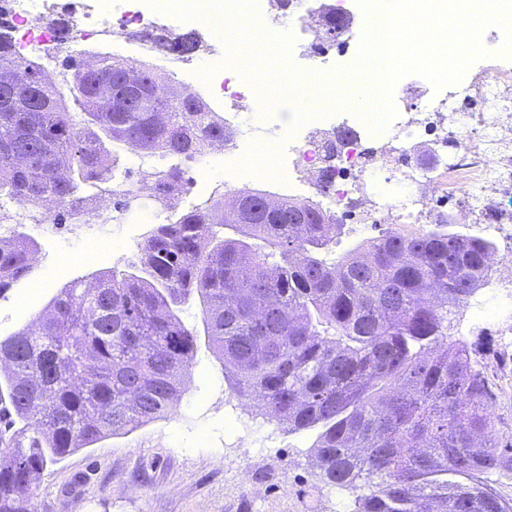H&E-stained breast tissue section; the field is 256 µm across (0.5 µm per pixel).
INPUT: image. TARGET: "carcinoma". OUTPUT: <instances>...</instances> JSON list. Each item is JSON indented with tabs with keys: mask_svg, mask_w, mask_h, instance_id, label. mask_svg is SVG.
<instances>
[{
	"mask_svg": "<svg viewBox=\"0 0 512 512\" xmlns=\"http://www.w3.org/2000/svg\"><path fill=\"white\" fill-rule=\"evenodd\" d=\"M154 44L197 48L192 33ZM8 58L32 80L0 87V197L75 201L115 179L126 145L193 158L228 137L197 93L142 77L149 64L73 61L75 111L0 31ZM141 182L170 195L186 179L171 166ZM341 234L312 203L240 191L228 208L159 225L134 271L76 281L36 330L0 338V512H34L47 461L172 412L197 345L181 317L194 295L224 380L288 430H319L313 465L356 493L352 512H512L487 481L512 457L495 438L488 380L467 342L448 340L451 316L487 284L493 243L439 224L389 229L334 258ZM35 250L23 235L0 239V296L32 272Z\"/></svg>",
	"mask_w": 512,
	"mask_h": 512,
	"instance_id": "carcinoma-1",
	"label": "carcinoma"
}]
</instances>
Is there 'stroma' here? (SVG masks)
<instances>
[{
	"label": "stroma",
	"mask_w": 512,
	"mask_h": 512,
	"mask_svg": "<svg viewBox=\"0 0 512 512\" xmlns=\"http://www.w3.org/2000/svg\"><path fill=\"white\" fill-rule=\"evenodd\" d=\"M148 45L138 28L130 29L126 42L117 46L91 41L77 47L64 38L57 42L53 66L65 75L71 57L95 60L106 55L146 62L174 84L210 100L204 81L190 82L174 55L149 50ZM272 101L271 94L253 93L246 116L254 129L228 156L179 160L190 180L179 210L200 204L218 183L233 191L265 189V181L257 177L268 168L260 154L264 127L270 123L281 135H289L288 116L301 104L299 97L289 95L280 111L264 114ZM0 213L7 216L0 223V238L22 234L34 239L38 258L31 274L0 297L1 337L36 325L50 300L70 282L89 283L101 274L127 269L154 230L136 214L105 232L70 216L63 223L41 226L34 210L5 198ZM489 224L501 227L491 238L495 252L511 251V195L497 196L493 208L453 229L480 235ZM501 299H512V275L494 273L470 306L456 314L452 333L477 344L494 394L497 436L507 441L512 440V342L507 339L512 327L489 317ZM239 430L251 435V455L236 446ZM315 438L312 430H287L239 397L225 383L221 362L201 337L176 411L47 463L33 486L35 512H352L353 494L327 484L311 465Z\"/></svg>",
	"instance_id": "stroma-1"
}]
</instances>
